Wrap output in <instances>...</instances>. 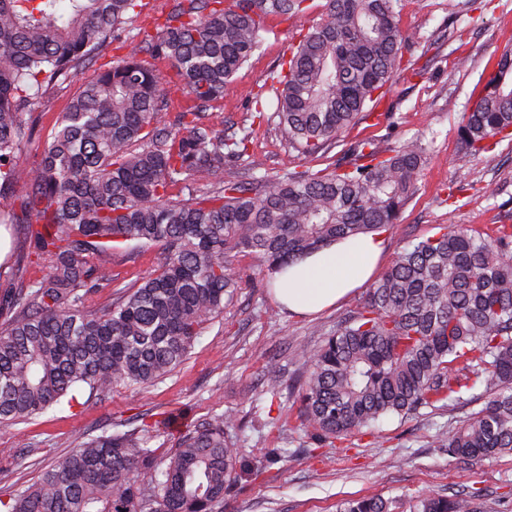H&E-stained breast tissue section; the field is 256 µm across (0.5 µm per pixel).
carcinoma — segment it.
<instances>
[{
    "label": "carcinoma",
    "instance_id": "obj_1",
    "mask_svg": "<svg viewBox=\"0 0 512 512\" xmlns=\"http://www.w3.org/2000/svg\"><path fill=\"white\" fill-rule=\"evenodd\" d=\"M313 0H163L155 33L130 25L142 0H0L1 224L30 225L31 268L0 295V424L24 423L88 389L146 385L174 371L203 326L240 288L238 258L270 272L344 237L397 223L419 191L427 145L382 150L349 131L374 115L410 39L402 0H324L322 19L270 72L275 112L260 97L236 127L218 112L266 22L305 15ZM61 113L37 165L20 164L39 132L35 106L110 44ZM175 81H162L150 60ZM173 85L186 104L166 123ZM275 123L288 149L327 167L271 173L249 153L255 121ZM460 143L479 154L512 139V51L462 113ZM27 186L21 198L19 183ZM157 246L140 284L112 290L106 258ZM306 366L301 429L332 443L380 418L407 417L483 388V407L436 447L462 460L512 454V224L445 226L409 245L336 325ZM233 413L188 428L156 467L157 424L93 437L21 486L4 512H219L224 491L254 465L226 439ZM142 473L150 480L139 479ZM338 512H390L382 498ZM413 512H483L475 495L426 494Z\"/></svg>",
    "mask_w": 512,
    "mask_h": 512
}]
</instances>
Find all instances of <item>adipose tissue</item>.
Wrapping results in <instances>:
<instances>
[{"label":"adipose tissue","mask_w":512,"mask_h":512,"mask_svg":"<svg viewBox=\"0 0 512 512\" xmlns=\"http://www.w3.org/2000/svg\"><path fill=\"white\" fill-rule=\"evenodd\" d=\"M384 248V239L378 233L336 241L290 264L278 274L276 298L292 313H318L365 284Z\"/></svg>","instance_id":"ef3b65f1"}]
</instances>
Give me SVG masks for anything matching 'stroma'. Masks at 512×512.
Segmentation results:
<instances>
[{
	"label": "stroma",
	"mask_w": 512,
	"mask_h": 512,
	"mask_svg": "<svg viewBox=\"0 0 512 512\" xmlns=\"http://www.w3.org/2000/svg\"><path fill=\"white\" fill-rule=\"evenodd\" d=\"M321 18L320 7L288 22L270 19L259 50L242 65L224 95L225 123L239 122L255 94L275 105L270 72L299 33ZM400 25L411 39L403 49L410 67L396 77L377 107L385 118L369 134L393 149L421 136L429 144L421 189L400 215L383 228L385 251L378 265L386 271L410 240L423 239L445 225L483 229L512 224V142H501L476 156L466 154L458 137L462 112L474 104V88L490 62L512 49V0H403ZM468 59L466 70L453 67ZM95 65L80 69L66 88L51 91L36 108L39 138L27 144L21 159L34 166L60 112L78 88L94 76ZM251 152L268 168L303 165L273 125L257 126ZM464 177L456 202L437 195L438 186ZM155 247L128 245L108 260L118 284L131 285L158 264ZM243 285L232 306L206 324L188 359L162 381L112 392L82 403H60L25 423L0 426V495L34 482L45 468L114 423L166 421L171 415L188 425L221 412L237 416L228 439L244 458L262 463L257 477L242 476L224 492L222 512H336L344 499L380 497L393 512H410L419 495L454 490L481 492L487 512H512V454L463 461L435 445V436L451 431L478 412L484 400L464 393L452 405L436 404L409 417L378 421L370 435H353L320 444L299 428V379L303 368L296 348L318 349L337 322L360 307L361 287L323 312L299 316L278 304L252 256L238 262ZM281 384L279 397L267 392L270 378Z\"/></svg>",
	"instance_id": "stroma-1"
}]
</instances>
